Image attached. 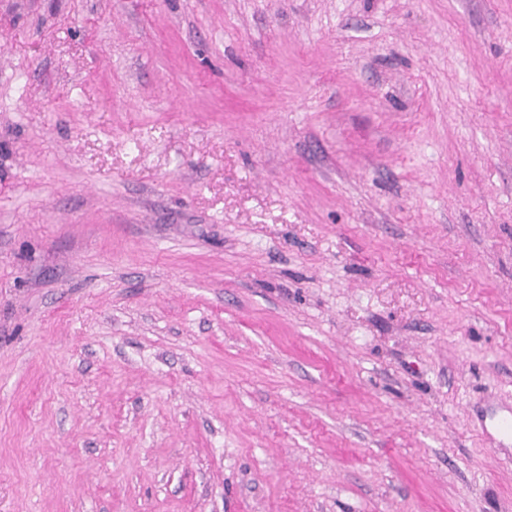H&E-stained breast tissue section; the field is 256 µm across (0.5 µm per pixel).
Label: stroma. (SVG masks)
I'll return each mask as SVG.
<instances>
[{
  "label": "stroma",
  "instance_id": "obj_1",
  "mask_svg": "<svg viewBox=\"0 0 512 512\" xmlns=\"http://www.w3.org/2000/svg\"><path fill=\"white\" fill-rule=\"evenodd\" d=\"M512 0H0V512H512Z\"/></svg>",
  "mask_w": 512,
  "mask_h": 512
}]
</instances>
